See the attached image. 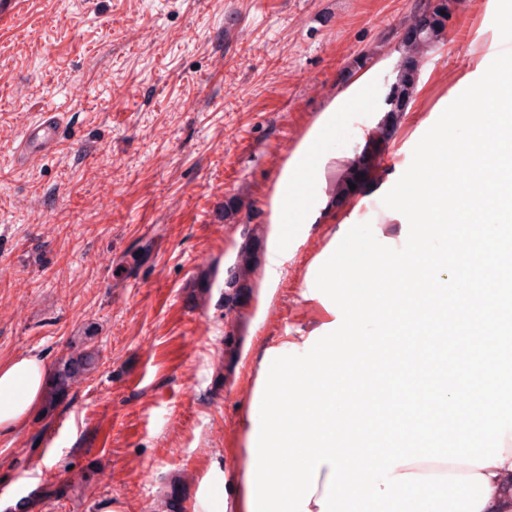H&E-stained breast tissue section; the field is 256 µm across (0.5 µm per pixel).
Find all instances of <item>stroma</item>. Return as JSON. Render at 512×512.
Instances as JSON below:
<instances>
[{"label":"stroma","mask_w":512,"mask_h":512,"mask_svg":"<svg viewBox=\"0 0 512 512\" xmlns=\"http://www.w3.org/2000/svg\"><path fill=\"white\" fill-rule=\"evenodd\" d=\"M418 0H21L0 27V364L44 358L49 389L0 437V512H192L214 463L241 465L263 344L328 322L305 291L339 224L399 236L378 187L409 142L511 48L512 0H456L417 61L403 111L385 98ZM107 81H100V72ZM335 112L320 216L262 297L271 203L297 148ZM67 140L14 161L20 124L65 104ZM355 188L343 191L346 181ZM164 207H157V200ZM127 284L112 277L125 253ZM209 259L196 266V256ZM93 333V371L58 372Z\"/></svg>","instance_id":"1"}]
</instances>
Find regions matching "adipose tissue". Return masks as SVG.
I'll return each instance as SVG.
<instances>
[{
	"instance_id": "obj_1",
	"label": "adipose tissue",
	"mask_w": 512,
	"mask_h": 512,
	"mask_svg": "<svg viewBox=\"0 0 512 512\" xmlns=\"http://www.w3.org/2000/svg\"><path fill=\"white\" fill-rule=\"evenodd\" d=\"M512 78V58L506 65L485 66L478 81L470 83L467 94L448 105L450 123H467L477 135L473 147L484 158L481 166L470 167L468 180L486 175L512 184V168L498 170L496 159L512 153V117H504L494 89ZM468 157L461 144H448L442 130L425 131L414 145L413 173L408 183L392 179L380 193L388 198L391 210L401 222L402 254L392 272L401 281L398 289H384L381 301L390 309L391 319L381 324L379 334L391 335L392 347L401 351L400 389L424 397L434 396L450 417L446 448L432 447L421 431L413 411L382 423L386 447L370 450L371 461L362 473L364 490L350 496L343 490L350 468L349 453L320 443L294 450L282 439V431L292 426L295 413L312 402H323L334 420L348 415L355 403L351 380L339 374L324 380L318 390L305 386V371L311 359L290 357L286 345L265 347L256 387L246 418L243 469L225 474L213 465L202 478L193 512H501L498 494L503 480L512 475V336H492L495 364H487L481 348L486 341L481 331L487 319L497 326L512 327V304H504L495 288L474 293L466 277L449 274L446 257L431 256L424 274H416L407 264L419 239L434 240L435 230L451 228L452 221L467 222L469 211L460 203L435 210L431 221L420 218V200L413 185L422 182L456 181L461 164ZM321 197L317 172L309 163L306 149L290 159L272 201L269 260L266 291H273L291 244L284 230L283 213L294 209L303 224H314ZM507 200L486 201L482 226L463 235L465 263H482L487 277L497 267L512 262V241L499 234ZM384 238L362 236L354 225L340 224L323 260L332 266L337 255L346 261L333 274L309 284L306 295L320 300L333 319L303 340L304 348L315 354L344 360L350 358L363 339L357 330L360 318L358 296L352 284L366 267V255L389 254ZM449 292L459 318L467 328L459 329L461 355L448 364L449 377L467 378L471 384L465 401H458L451 386L436 381L438 362L431 351L402 347L401 339L416 334L411 320L400 311L409 303L429 306L437 291ZM47 364L39 357H22L0 364V435L21 427L29 411L44 394Z\"/></svg>"
}]
</instances>
